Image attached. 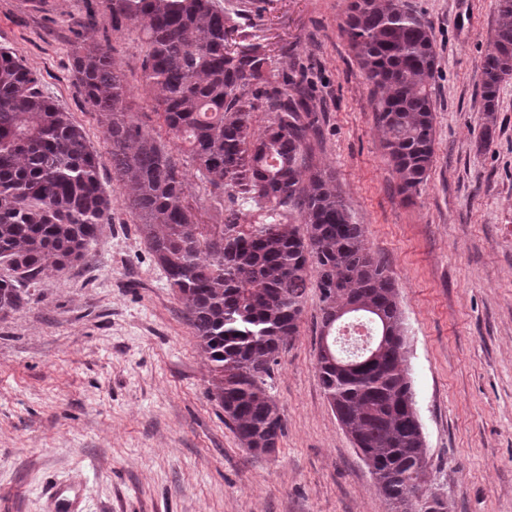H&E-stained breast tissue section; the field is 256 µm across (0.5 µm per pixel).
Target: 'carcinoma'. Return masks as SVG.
Returning <instances> with one entry per match:
<instances>
[{
    "label": "carcinoma",
    "mask_w": 512,
    "mask_h": 512,
    "mask_svg": "<svg viewBox=\"0 0 512 512\" xmlns=\"http://www.w3.org/2000/svg\"><path fill=\"white\" fill-rule=\"evenodd\" d=\"M112 30L145 34L142 60L164 132L146 130L126 111L127 90L110 50L75 31L72 70L84 101L99 113L112 170L144 240L176 288L198 346L211 364L224 422L244 447L268 453L283 432L270 393L272 366L296 335L307 288L320 292L319 336L336 335L358 307L378 340L370 360L330 344L317 373L336 417L395 512H452L427 492L422 424L405 364L398 289L367 247L336 176L313 163L319 116L304 88L267 79L271 57L259 43L232 41L216 0H103ZM342 34L371 85L399 188L410 193L434 162L429 91L437 60L430 27L409 0H350ZM512 77V0H498V23L482 59L481 111L493 120L500 85ZM264 85L261 134L248 98ZM185 153L212 193L228 197L224 223L206 224L189 200L186 174L167 141ZM259 220L241 223L237 200ZM110 194L82 126L43 91L10 49L0 48V316L17 312L30 285L84 257L111 222Z\"/></svg>",
    "instance_id": "cac0c4a2"
}]
</instances>
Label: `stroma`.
Returning a JSON list of instances; mask_svg holds the SVG:
<instances>
[{"label":"stroma","mask_w":512,"mask_h":512,"mask_svg":"<svg viewBox=\"0 0 512 512\" xmlns=\"http://www.w3.org/2000/svg\"><path fill=\"white\" fill-rule=\"evenodd\" d=\"M98 2L0 0V47L84 127L112 196V222L84 257L0 318V512H60L49 492L68 487L82 512H391L316 374L317 289L272 370L275 450L250 452L225 424L210 364L71 70L68 24ZM218 2L237 42L265 45L269 82H303L322 110L314 160L335 172L399 292L429 489L454 512H512V79L490 120L477 87L497 0H411L438 59L435 161L409 200L341 34L349 0ZM110 25L89 37L112 47L135 121L157 127L141 35Z\"/></svg>","instance_id":"1"}]
</instances>
